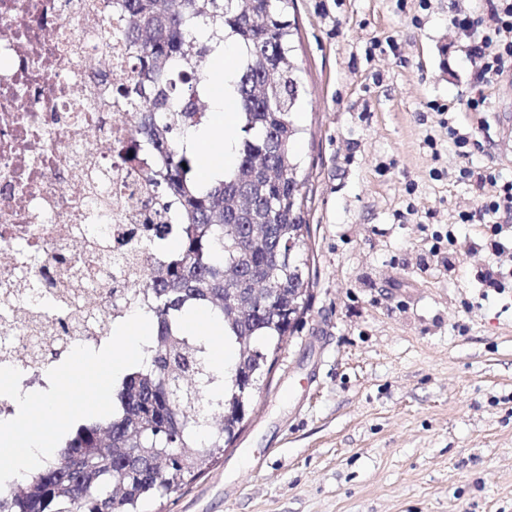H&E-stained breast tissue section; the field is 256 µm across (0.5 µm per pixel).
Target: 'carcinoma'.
Returning a JSON list of instances; mask_svg holds the SVG:
<instances>
[{"label": "carcinoma", "mask_w": 512, "mask_h": 512, "mask_svg": "<svg viewBox=\"0 0 512 512\" xmlns=\"http://www.w3.org/2000/svg\"><path fill=\"white\" fill-rule=\"evenodd\" d=\"M294 0H123L126 24L118 36L133 51L138 95L126 119L133 134L164 153L155 174L158 196L151 213L175 198L179 224L147 222L156 238L172 239L165 266L130 280L112 277V303L145 293L141 310L151 318L152 340L144 363L114 385V412L75 425L43 466L13 481L0 496V512H141L147 499L183 490L232 447L243 417L224 419L240 383L260 382L277 351L310 308L313 268L302 162L295 144L304 133L295 121L303 103L294 62ZM231 40L239 63L232 81L237 102L233 166L202 183L198 156L187 134L207 121L199 110L211 93L207 71L215 44ZM267 225L251 233L252 217ZM147 246L131 247L112 262L129 268ZM270 278L269 309L230 321L224 298L246 278ZM202 309L223 326L232 364L218 375L203 343L184 326ZM64 342L42 341L53 359ZM95 457L85 469L84 457Z\"/></svg>", "instance_id": "1"}]
</instances>
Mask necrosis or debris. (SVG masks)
<instances>
[{
  "label": "necrosis or debris",
  "mask_w": 512,
  "mask_h": 512,
  "mask_svg": "<svg viewBox=\"0 0 512 512\" xmlns=\"http://www.w3.org/2000/svg\"><path fill=\"white\" fill-rule=\"evenodd\" d=\"M121 26L119 0H0V366L21 371V389L45 385L51 361L28 358L30 319L74 320L61 299L76 258L107 287L102 241L139 224L166 164L132 146L130 104L111 86L135 68L124 42H103L104 22ZM112 72L111 86L95 72ZM134 147L135 159L122 150Z\"/></svg>",
  "instance_id": "necrosis-or-debris-1"
}]
</instances>
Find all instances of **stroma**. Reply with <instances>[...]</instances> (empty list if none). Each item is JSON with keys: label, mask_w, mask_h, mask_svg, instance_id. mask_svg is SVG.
<instances>
[{"label": "stroma", "mask_w": 512, "mask_h": 512, "mask_svg": "<svg viewBox=\"0 0 512 512\" xmlns=\"http://www.w3.org/2000/svg\"><path fill=\"white\" fill-rule=\"evenodd\" d=\"M449 0H296L311 310L224 457L145 512H512V256L436 104L480 87ZM473 162L512 179V77ZM456 246H449V236Z\"/></svg>", "instance_id": "stroma-1"}]
</instances>
